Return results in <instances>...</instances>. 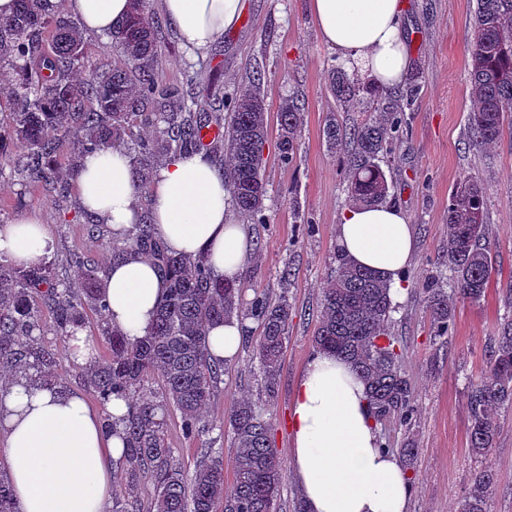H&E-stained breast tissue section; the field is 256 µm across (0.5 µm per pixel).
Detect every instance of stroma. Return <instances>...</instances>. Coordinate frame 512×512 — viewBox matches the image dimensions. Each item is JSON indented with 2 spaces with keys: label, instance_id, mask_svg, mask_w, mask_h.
<instances>
[{
  "label": "stroma",
  "instance_id": "stroma-1",
  "mask_svg": "<svg viewBox=\"0 0 512 512\" xmlns=\"http://www.w3.org/2000/svg\"><path fill=\"white\" fill-rule=\"evenodd\" d=\"M406 30L414 69L411 83L420 88L417 102L402 112L403 136L382 168L390 185L389 204L403 209L414 228L416 251L405 275V290L393 315L391 332L403 354L402 368L412 382L418 412L411 427L379 424L383 442L400 447L413 432L418 452L408 476V512H460L475 471L482 462L468 448L466 387L489 368L490 347L500 327L512 320V130L504 129L489 147L469 140L468 57L476 0H407ZM237 27L204 51L181 42L176 29L166 28L167 44L158 66L166 83L178 82L187 64L201 68L203 82L233 93L253 66L265 71L262 85L269 112L270 144L264 152L268 193L265 224H248L258 257L245 263L240 280L241 308L255 294L275 299L287 294L293 307L282 359L278 394L267 399L251 331L224 375L207 408L214 425L211 437L193 439L181 430L178 412L167 416V441L174 458L194 471L205 447L222 449L224 481L234 480V455L225 415L237 398H251L270 425L271 445L283 463L277 512H295L301 493L292 471L289 412L296 382L315 353L313 336L321 287L336 262V226L348 206L341 157L323 136L328 116L349 128L358 115L342 109L329 90L328 73L339 66L335 52L320 39L307 0H245ZM305 102L304 122L293 164L279 158L278 111L288 97ZM475 177L485 190V222L494 272L480 302H457L454 324L445 338L431 337L430 314L420 288L432 272H446L448 201L463 176ZM38 217L55 239L49 257L59 279L79 286L70 262L74 251L88 255L99 269L111 256L86 230L87 219L72 199L59 198L41 186L25 183L14 162L0 163V224ZM289 284H281L283 268ZM38 337L62 361L59 387L87 393L81 365L68 356L48 307L38 305ZM499 434L487 462L497 474L490 512H512V410L499 416Z\"/></svg>",
  "mask_w": 512,
  "mask_h": 512
}]
</instances>
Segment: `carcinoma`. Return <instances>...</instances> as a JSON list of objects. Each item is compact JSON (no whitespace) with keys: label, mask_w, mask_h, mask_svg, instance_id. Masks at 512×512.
<instances>
[{"label":"carcinoma","mask_w":512,"mask_h":512,"mask_svg":"<svg viewBox=\"0 0 512 512\" xmlns=\"http://www.w3.org/2000/svg\"><path fill=\"white\" fill-rule=\"evenodd\" d=\"M473 27L469 124L475 141L491 145L512 121V0H476ZM161 29L162 21L148 0H132L126 18L109 32L120 57L113 62L92 57L79 21L50 0H17L13 15L0 18V68L7 66L15 74L6 91L9 112L0 111V159L23 150L16 159L20 174L61 193L79 169L55 165L69 145H78L81 155L118 145L130 159L134 188L142 194L151 186L159 157L223 150L230 157L223 175L233 206L257 224L268 223L262 173L268 109L261 72H253L249 83L220 98L192 66L184 69L178 83L164 85L157 72ZM328 78L332 94L344 107L360 104L363 88L357 80L337 67ZM417 95L416 88L404 98L373 93V112L347 134L336 119L327 120L324 134L330 149H342L347 138L352 143L351 151L343 154L352 200L387 202L390 187L380 162L397 139L401 112ZM303 113V106L292 99L279 108L277 147L284 164L296 157ZM211 127L219 135L206 143L203 131ZM484 213L481 184L464 177L448 204L452 289L446 290L433 276L422 288L436 339L448 335L456 300L478 303L489 286L493 265L484 243ZM87 232L116 261L141 253L157 262L167 297L151 331L131 343L110 327L103 279L85 267L77 253L75 263L85 268L81 288L63 285L47 264L25 269L0 260V368L26 378L32 375L36 383L54 384L60 362L34 337L35 301L53 310L66 336L84 327L87 312H93L110 353L83 371L82 378L104 403L113 397L131 400L123 419L125 484L112 496V512H140L145 477L150 479L152 512H275L283 468L270 447L268 424L251 402L238 401L229 412L235 462L230 488L224 484L223 460L206 456L190 475L175 462L167 442L165 411L170 407L180 412L187 437L201 438L213 430L204 408L221 379L224 361L211 358L207 328L241 315L238 285L214 280L201 257L168 252L148 215L130 225L121 241L101 235L92 221ZM395 309L389 285L338 252L336 268L322 289L314 344L357 366L376 421L393 419L409 427L418 408L390 334ZM247 316L260 330L257 356L264 391L271 398L278 391L292 308L284 296L271 301L258 295ZM154 376L162 381L164 399L132 400ZM467 406L469 450L485 460L499 431L498 411L512 409V320L495 339L488 374L468 386ZM495 485L492 466L481 467L463 512H489ZM0 512H20L2 479Z\"/></svg>","instance_id":"carcinoma-1"}]
</instances>
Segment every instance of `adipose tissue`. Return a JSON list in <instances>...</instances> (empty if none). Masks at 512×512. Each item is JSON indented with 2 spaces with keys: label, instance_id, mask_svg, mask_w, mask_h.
<instances>
[{
  "label": "adipose tissue",
  "instance_id": "1",
  "mask_svg": "<svg viewBox=\"0 0 512 512\" xmlns=\"http://www.w3.org/2000/svg\"><path fill=\"white\" fill-rule=\"evenodd\" d=\"M85 32L103 34L129 12V0H63ZM405 0H309L321 40L348 71L382 89L403 87L412 70ZM183 44L203 51L237 27L244 0H162ZM81 208L110 231L121 232L141 212L124 150L87 154L75 181ZM150 212L170 252L204 257L218 281L239 280L251 253L244 225L228 217L231 196L211 158L198 153L169 159L151 185ZM336 244L358 267L403 293L415 250L413 229L396 206L351 204L341 213ZM54 249L48 225L22 217L0 225V260L15 266L44 262ZM108 321L128 341L152 328L165 296L153 262L129 255L104 276ZM233 318L208 332L214 358L228 360L248 333ZM128 411L112 399L95 411L79 392H61L18 378L0 388V466L21 512H108L124 442L116 423ZM293 473L305 512H407L408 475L379 447L367 390L355 366L328 351L315 352L301 373L290 409Z\"/></svg>",
  "mask_w": 512,
  "mask_h": 512
}]
</instances>
